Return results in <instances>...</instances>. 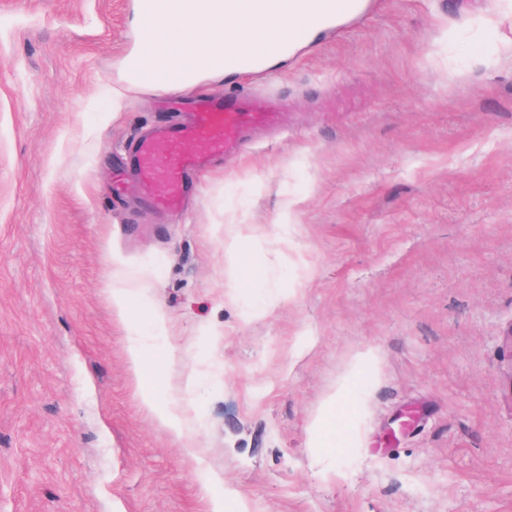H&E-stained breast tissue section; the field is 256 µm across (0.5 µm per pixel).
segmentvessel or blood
Instances as JSON below:
<instances>
[{
	"instance_id": "b4317fda",
	"label": "vessel or blood",
	"mask_w": 512,
	"mask_h": 512,
	"mask_svg": "<svg viewBox=\"0 0 512 512\" xmlns=\"http://www.w3.org/2000/svg\"><path fill=\"white\" fill-rule=\"evenodd\" d=\"M263 17L275 21L284 11L329 26L344 25L370 7V0H263ZM290 39L267 42L261 48L238 47L226 53L225 67L259 75L268 60L288 53ZM271 111L255 108L243 93L224 100L200 99L187 122L140 138L134 145L136 167L153 203L162 208L180 204L183 183L201 171L207 160L225 151L228 141L242 130L270 124Z\"/></svg>"
}]
</instances>
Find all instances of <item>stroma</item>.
<instances>
[{
    "label": "stroma",
    "instance_id": "stroma-1",
    "mask_svg": "<svg viewBox=\"0 0 512 512\" xmlns=\"http://www.w3.org/2000/svg\"><path fill=\"white\" fill-rule=\"evenodd\" d=\"M132 3L0 0V512H512V8L372 0L261 80L200 82L184 101L288 110L163 211L113 192L176 118L122 77ZM147 319L152 323L156 336H141L137 327L132 326L129 334L128 354L134 367L138 370L144 368V362L153 351L152 341L165 335L166 320L161 312L154 306H147L144 310ZM160 417L178 438L187 437L188 432L196 431V418L184 407L170 406Z\"/></svg>",
    "mask_w": 512,
    "mask_h": 512
}]
</instances>
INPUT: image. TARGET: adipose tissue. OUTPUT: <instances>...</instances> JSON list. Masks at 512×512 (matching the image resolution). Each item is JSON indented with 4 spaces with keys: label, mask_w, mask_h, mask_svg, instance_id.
<instances>
[{
    "label": "adipose tissue",
    "mask_w": 512,
    "mask_h": 512,
    "mask_svg": "<svg viewBox=\"0 0 512 512\" xmlns=\"http://www.w3.org/2000/svg\"><path fill=\"white\" fill-rule=\"evenodd\" d=\"M323 31L320 24L290 12L273 25L256 21L252 0H211L202 14L195 11L192 0H164L162 13L150 26L145 63L167 69L193 65L201 77L220 81L225 69L218 59L229 40L257 48L282 35H302L311 41Z\"/></svg>",
    "instance_id": "ef3b65f1"
}]
</instances>
